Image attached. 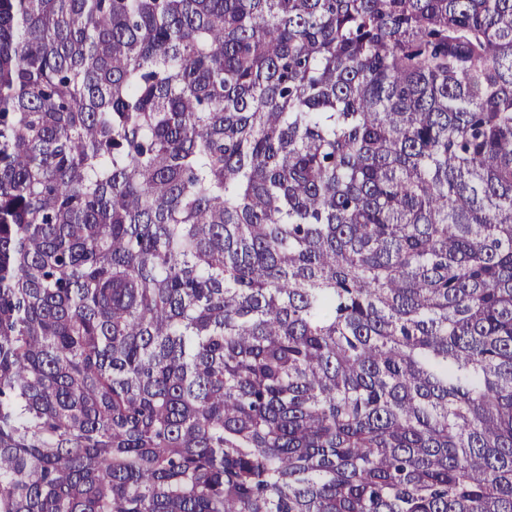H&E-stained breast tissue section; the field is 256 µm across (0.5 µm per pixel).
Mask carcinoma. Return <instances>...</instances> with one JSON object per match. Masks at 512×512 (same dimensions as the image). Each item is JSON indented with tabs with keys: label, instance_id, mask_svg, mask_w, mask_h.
Wrapping results in <instances>:
<instances>
[{
	"label": "carcinoma",
	"instance_id": "obj_1",
	"mask_svg": "<svg viewBox=\"0 0 512 512\" xmlns=\"http://www.w3.org/2000/svg\"><path fill=\"white\" fill-rule=\"evenodd\" d=\"M0 512H512V0H0Z\"/></svg>",
	"mask_w": 512,
	"mask_h": 512
}]
</instances>
